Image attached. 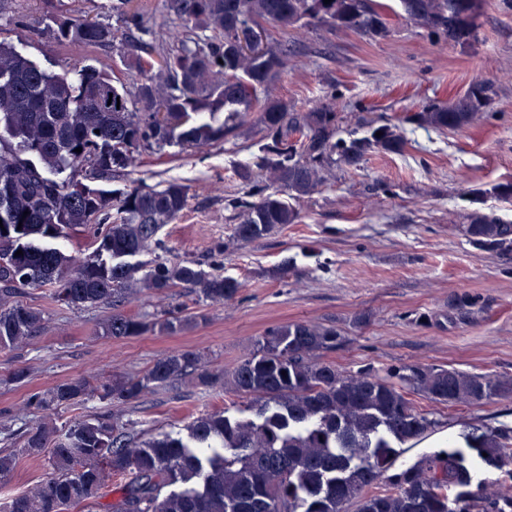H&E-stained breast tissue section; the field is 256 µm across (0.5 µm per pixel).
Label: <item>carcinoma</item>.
<instances>
[{
	"mask_svg": "<svg viewBox=\"0 0 512 512\" xmlns=\"http://www.w3.org/2000/svg\"><path fill=\"white\" fill-rule=\"evenodd\" d=\"M30 25L61 44L114 46L137 31L133 66L141 76L135 94L105 68L64 63L53 73L0 41V295L49 286L53 300L69 308L115 304L121 291L164 293L189 287L211 302L233 298L243 283L207 273L192 260L156 258L141 267L128 262L159 244L158 234L188 205L190 186L137 185L110 190L102 182L133 163L134 155L170 145L193 147L235 135L242 112L258 113L267 156L260 168L277 189L238 172L246 191L228 201L235 211L234 240L247 243L301 222L296 202L324 182L338 164L356 165L370 152L400 154L401 126L385 123L360 137L340 134L326 108L290 112L269 88L287 64L280 47L249 46L254 26L279 31L319 24L371 37L388 33L380 0H164L179 23L168 44L151 35L134 0H113L123 29L90 17L85 0ZM405 18L448 42L477 40L482 0H399ZM489 82L473 85L450 102L433 103L406 121L437 130H463L486 111ZM224 120H219V115ZM382 132L376 136V132ZM82 152H75L76 148ZM28 215H23V212ZM97 226L92 250L67 255L51 245L78 228ZM462 233L486 251L512 252V223L476 208ZM21 255H16L17 250ZM41 312L13 302L0 305V348H15L35 335ZM178 316L148 322L114 312L103 333L140 336L173 331ZM342 342L332 327L295 322L268 329L252 354L227 376L249 398L250 417L208 412L187 435L140 440L107 415L57 424L58 410L97 395L131 401L143 390L181 379L199 357L175 351L140 378L114 377L93 388L81 380L28 396L43 414L32 427L4 432L21 453L46 456L49 472L33 490L0 499V512H512V496H479L470 490L477 464L512 479V427H473L463 445L423 454L393 471L400 447L420 438L436 421L416 411L406 394L432 403L479 405L499 391L481 374L455 368L404 366L392 378L369 371L342 372L319 360ZM287 375H282V372ZM14 451L0 452V480L18 465ZM130 475L110 487L112 477Z\"/></svg>",
	"mask_w": 512,
	"mask_h": 512,
	"instance_id": "1",
	"label": "carcinoma"
}]
</instances>
